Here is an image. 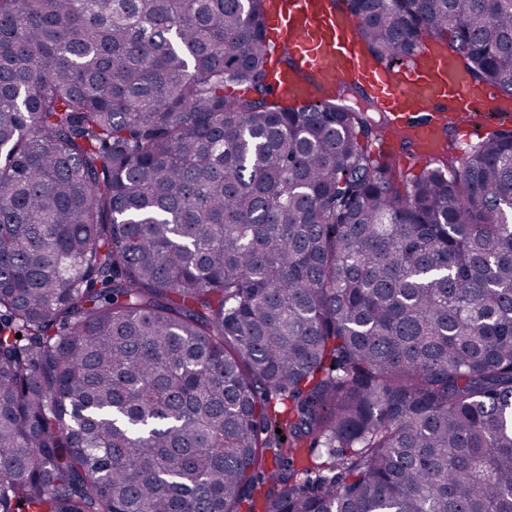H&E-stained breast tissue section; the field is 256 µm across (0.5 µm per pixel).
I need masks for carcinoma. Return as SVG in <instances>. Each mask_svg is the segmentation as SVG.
Wrapping results in <instances>:
<instances>
[{"mask_svg":"<svg viewBox=\"0 0 512 512\" xmlns=\"http://www.w3.org/2000/svg\"><path fill=\"white\" fill-rule=\"evenodd\" d=\"M266 2L0 0V512H512V132L399 187ZM343 4L512 94V0Z\"/></svg>","mask_w":512,"mask_h":512,"instance_id":"obj_1","label":"carcinoma"}]
</instances>
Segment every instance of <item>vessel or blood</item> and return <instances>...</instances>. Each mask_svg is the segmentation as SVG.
<instances>
[{
    "mask_svg": "<svg viewBox=\"0 0 512 512\" xmlns=\"http://www.w3.org/2000/svg\"><path fill=\"white\" fill-rule=\"evenodd\" d=\"M264 22L284 58L269 80L276 93L296 102L311 100L319 85L332 91L358 84L395 131L423 145L445 124L471 135L477 113L512 111V100L468 79L434 43H423L413 62L395 69L369 60L353 36L354 20L332 0H268Z\"/></svg>",
    "mask_w": 512,
    "mask_h": 512,
    "instance_id": "vessel-or-blood-1",
    "label": "vessel or blood"
}]
</instances>
